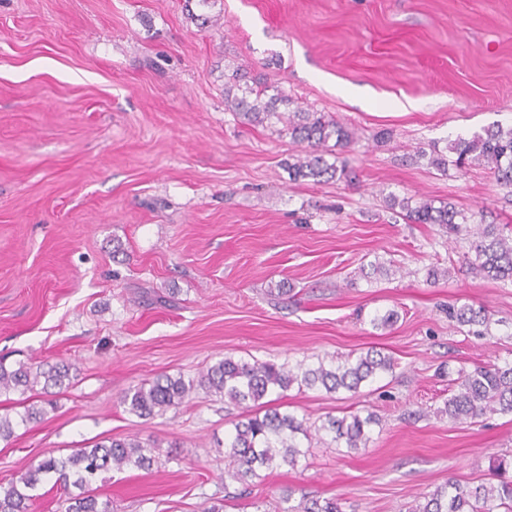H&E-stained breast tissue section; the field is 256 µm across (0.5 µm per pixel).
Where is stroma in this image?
Returning a JSON list of instances; mask_svg holds the SVG:
<instances>
[{
	"label": "stroma",
	"mask_w": 512,
	"mask_h": 512,
	"mask_svg": "<svg viewBox=\"0 0 512 512\" xmlns=\"http://www.w3.org/2000/svg\"><path fill=\"white\" fill-rule=\"evenodd\" d=\"M0 0V362L73 365L69 385L0 395V415L54 411L0 441V484L44 457L112 438L161 455L101 474L113 512H287L305 496L343 512H408L447 480L497 483L512 415L448 419L460 371L512 359V283L470 272V241L410 224L394 195L452 201L512 228V188L471 164L426 159L512 126V0ZM281 91L292 112L346 125L326 143L348 175L292 181L286 124L224 107V76ZM390 276L363 277L373 263ZM444 269L435 282L426 270ZM288 284L291 296L277 292ZM484 307L467 334L449 306ZM393 310L390 327L375 311ZM376 349L396 367L358 393L291 388L278 405L312 433L297 467L244 486L224 439L244 410L204 392L141 419L121 403L160 375L231 355L276 363ZM381 420L337 446L327 417Z\"/></svg>",
	"instance_id": "obj_1"
}]
</instances>
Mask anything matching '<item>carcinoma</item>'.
<instances>
[{
  "mask_svg": "<svg viewBox=\"0 0 512 512\" xmlns=\"http://www.w3.org/2000/svg\"><path fill=\"white\" fill-rule=\"evenodd\" d=\"M224 103L232 111L250 122L263 123L281 118L279 105L288 103V97L277 92L270 96L248 84L245 76L234 70L225 76ZM288 133L293 141L307 145L304 154L288 164L293 180L311 179L315 182L346 175V166L328 162L317 148L330 139L346 147L354 141V133L334 119L315 112H294L288 117ZM455 154L450 161L444 155L431 159L430 165L441 172L448 165L460 167L475 162L490 167L499 184L512 186V126L491 127L470 138H460L448 146ZM389 209L411 224H441L456 234L464 231L473 237L471 247L475 258L470 269L482 279L512 281V236L503 234L497 224H468L466 213L455 204L442 202L434 205L428 200L411 198L387 200ZM448 317L458 326L467 328L474 336L489 334L490 318L483 308L469 305L448 307ZM394 360L377 350H369L356 358L335 357L329 361L319 358L313 364L300 361L294 365L285 362L253 363L226 355L196 378L158 376L148 383L135 386L121 398L128 412L139 418H152L170 408L179 407L197 390L228 399L236 405L253 404L265 409L264 414L246 416L234 426V433L224 442L225 461L234 470V477L243 483L261 478L259 471L279 462L291 468L306 457L300 437H309L304 419L283 413L272 405L268 397L280 396L293 386L322 388L328 393L341 390L356 393L361 385L372 382L393 371ZM72 365L42 362H22L14 369L0 363V394L10 391L25 393L40 385L59 387L70 378ZM52 401L39 407L30 406L20 416L21 424L41 421ZM448 419L462 423L488 413L512 414V361L501 365H477L469 372H461L457 390L445 404ZM379 419L358 413L341 418L330 417L321 429L334 434V441L351 450L366 447L371 427ZM159 455V449L147 448L139 441L114 439L91 448H79L65 458L49 456L21 474L17 481L0 485V512H30V495L46 477H53L63 488L71 486L79 493L66 499L65 512H112V502L101 501L91 482L102 472L122 470L133 466L149 470ZM289 512H343L340 499L303 498ZM411 512H512V480L498 484H480L464 487L454 481L434 490L426 502L411 508Z\"/></svg>",
  "mask_w": 512,
  "mask_h": 512,
  "instance_id": "cac0c4a2",
  "label": "carcinoma"
}]
</instances>
